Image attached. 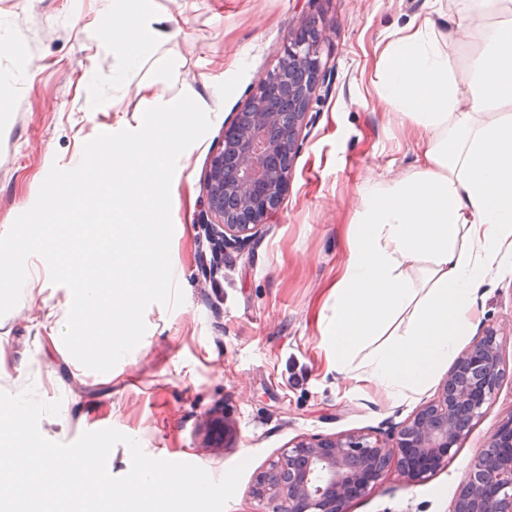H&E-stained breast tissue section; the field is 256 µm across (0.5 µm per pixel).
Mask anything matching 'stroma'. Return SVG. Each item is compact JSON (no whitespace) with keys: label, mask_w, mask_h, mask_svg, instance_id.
I'll return each instance as SVG.
<instances>
[{"label":"stroma","mask_w":512,"mask_h":512,"mask_svg":"<svg viewBox=\"0 0 512 512\" xmlns=\"http://www.w3.org/2000/svg\"><path fill=\"white\" fill-rule=\"evenodd\" d=\"M168 35L132 68L112 52L105 0H0V232L35 202L51 165L69 170L99 133L138 129L144 85L185 110V145L167 163L178 197L171 207V259L184 302L151 304L133 356L99 376L80 369L42 327L68 305L40 256L27 260L32 288L0 316V391L34 388L61 413L43 417L44 437L70 443L114 428L149 456L183 461L221 478L248 466L225 512H256L257 476L303 436L368 434L432 400L446 370L418 394L389 405L329 371L321 313L346 261L348 224L368 180L404 179L424 147L378 85V54L396 29L432 16L456 17L453 0H146ZM315 23L323 82L291 165L287 194L261 235L224 250L219 288L202 267L216 236L204 190L213 155L292 33ZM121 80H114L116 70ZM193 95L183 100V86ZM478 339L496 328L504 377L447 464L412 480L389 469L348 512H449L487 436L512 417V252L502 254L474 296ZM223 418L222 447L204 443Z\"/></svg>","instance_id":"1"}]
</instances>
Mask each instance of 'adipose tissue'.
<instances>
[{
    "label": "adipose tissue",
    "instance_id": "1",
    "mask_svg": "<svg viewBox=\"0 0 512 512\" xmlns=\"http://www.w3.org/2000/svg\"><path fill=\"white\" fill-rule=\"evenodd\" d=\"M140 33H114L133 66L158 37L141 0H116ZM462 28L429 16L394 31L381 51L384 89L425 140L410 177L370 182L350 224L347 259L324 317L333 371L389 402L418 393L467 336L475 286L512 251V0H456ZM185 128L160 143L138 140L110 197L153 210L174 198L160 157L177 152Z\"/></svg>",
    "mask_w": 512,
    "mask_h": 512
}]
</instances>
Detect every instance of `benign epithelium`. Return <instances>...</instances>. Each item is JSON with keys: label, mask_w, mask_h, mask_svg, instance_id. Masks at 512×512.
Returning a JSON list of instances; mask_svg holds the SVG:
<instances>
[{"label": "benign epithelium", "mask_w": 512, "mask_h": 512, "mask_svg": "<svg viewBox=\"0 0 512 512\" xmlns=\"http://www.w3.org/2000/svg\"><path fill=\"white\" fill-rule=\"evenodd\" d=\"M310 27L291 39L286 58L319 75L322 59ZM313 90L288 99L292 123L273 134L277 113L264 112L250 131L239 120L224 130V147L211 160L205 192L224 247L244 244L279 207L290 169L280 166V144L298 152ZM498 333L489 329L458 357L434 399L398 426L392 442L368 434L303 437L269 462L252 487L260 512H347L396 464L419 479L448 455L482 414L501 379ZM451 512H512V417L495 429L471 464Z\"/></svg>", "instance_id": "7a95c632"}]
</instances>
